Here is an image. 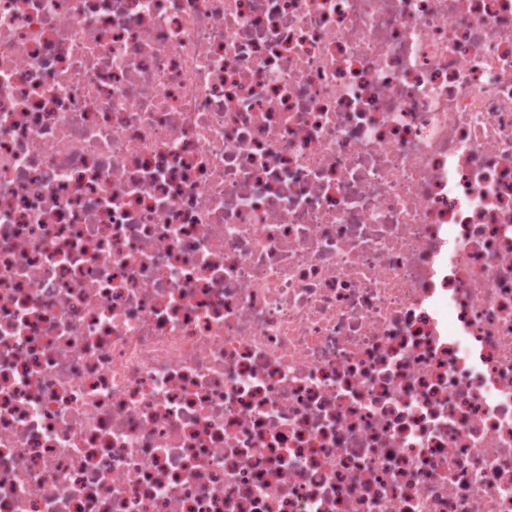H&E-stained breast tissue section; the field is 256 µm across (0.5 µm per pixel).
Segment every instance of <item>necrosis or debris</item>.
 <instances>
[{"label": "necrosis or debris", "instance_id": "1", "mask_svg": "<svg viewBox=\"0 0 512 512\" xmlns=\"http://www.w3.org/2000/svg\"><path fill=\"white\" fill-rule=\"evenodd\" d=\"M0 512H512V0H0Z\"/></svg>", "mask_w": 512, "mask_h": 512}]
</instances>
